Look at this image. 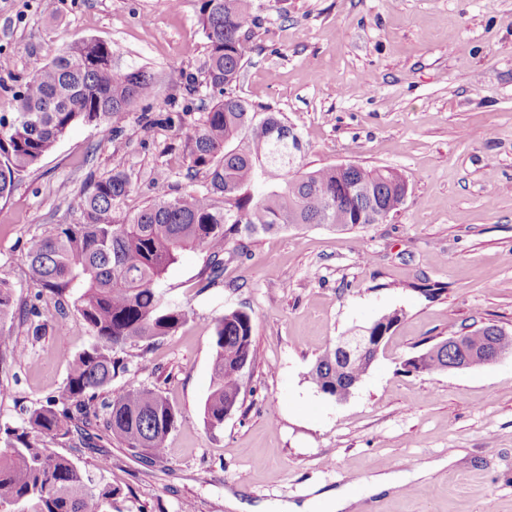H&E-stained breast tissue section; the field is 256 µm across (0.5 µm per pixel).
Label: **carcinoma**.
Listing matches in <instances>:
<instances>
[{
  "label": "carcinoma",
  "instance_id": "cac0c4a2",
  "mask_svg": "<svg viewBox=\"0 0 512 512\" xmlns=\"http://www.w3.org/2000/svg\"><path fill=\"white\" fill-rule=\"evenodd\" d=\"M259 22L254 0H204L200 24L209 45L205 84L218 92L202 121L184 140L190 170L203 173L200 190L156 198L128 213L130 193L121 171L91 180L78 205L74 224H60L26 256L33 283L59 305L73 304L95 343L69 361L61 396L32 410L28 422L40 435L83 441L99 409L106 410L105 431L135 454L159 458L177 422V412L153 388L130 386L111 401L101 393L127 366L114 352L147 346L177 331L187 321L179 306L164 301L159 285L185 251L208 254L201 283L211 288L224 272V246L238 243L235 257L247 254V242L261 234L328 226L341 230L374 224L397 212L408 190L394 168H365L349 163L307 171L297 161L296 136L279 112L253 105L235 88L245 63V45ZM32 78L18 96L17 111L0 116V198L15 174L37 164L76 122L110 131L121 112H134L150 94L153 76L124 70L116 62L92 57L87 42H74L48 61L31 65ZM13 286L0 280V355H23L7 328L14 314ZM251 316L224 313L214 327L211 389L204 422L224 425V411L239 407L242 365L252 366ZM490 344L512 348V336L469 333L468 350ZM372 351L352 357L331 347L317 359L310 380L334 395L366 375ZM118 490L95 481L85 466L54 453L23 431L0 437V512H104Z\"/></svg>",
  "mask_w": 512,
  "mask_h": 512
}]
</instances>
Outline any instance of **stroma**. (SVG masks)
Wrapping results in <instances>:
<instances>
[{"instance_id": "35a3bbf8", "label": "stroma", "mask_w": 512, "mask_h": 512, "mask_svg": "<svg viewBox=\"0 0 512 512\" xmlns=\"http://www.w3.org/2000/svg\"><path fill=\"white\" fill-rule=\"evenodd\" d=\"M203 0H0V115L16 110L33 59L81 39L109 45L125 68L154 77L143 111L112 132L75 123L0 199V279L14 287L11 332L20 361L0 360V433L28 430V411L61 395L68 361L92 333L30 282L25 256L57 225L75 223L90 179L119 170L134 212L201 188L189 179L186 133L206 112ZM260 17L236 93L281 112L308 168L354 162L408 179L399 212L354 230L311 227L261 235L200 289L206 260L185 252L160 288L187 312L174 335L127 349L124 376L103 392L155 388L178 411L163 457L77 436L47 440L88 468L107 462L112 512H280L287 502L358 490L394 460H441L429 483L360 501L358 512H512V355L473 369L407 373L404 360L475 328L512 333V0H255ZM38 308L46 330L29 332ZM241 309L256 361L241 406L209 431L214 326ZM399 320L343 402L308 378L339 337L379 317Z\"/></svg>"}]
</instances>
